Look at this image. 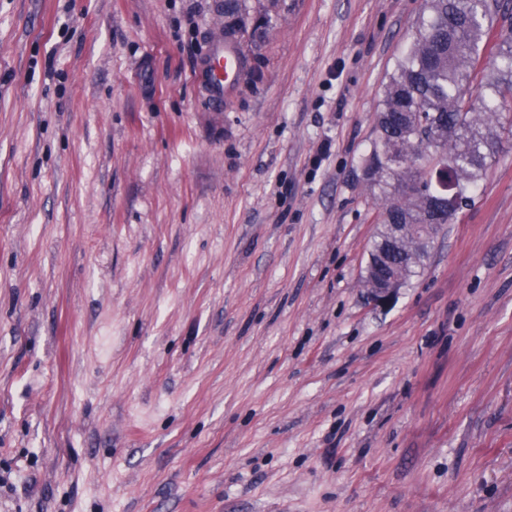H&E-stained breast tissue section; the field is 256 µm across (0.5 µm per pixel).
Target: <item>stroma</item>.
Returning <instances> with one entry per match:
<instances>
[{
    "label": "stroma",
    "mask_w": 512,
    "mask_h": 512,
    "mask_svg": "<svg viewBox=\"0 0 512 512\" xmlns=\"http://www.w3.org/2000/svg\"><path fill=\"white\" fill-rule=\"evenodd\" d=\"M0 0V512H512V135L395 299L362 176L425 0ZM236 32L217 27L210 36V48L203 61L201 78L213 103H224V92L229 93L246 75L244 58L239 45H224V38ZM378 268L372 269L369 273L370 278L366 272L368 295L374 304L385 305L395 297L398 288H400V275L396 270L387 274H380Z\"/></svg>",
    "instance_id": "35a3bbf8"
}]
</instances>
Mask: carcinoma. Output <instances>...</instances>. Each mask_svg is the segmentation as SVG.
Listing matches in <instances>:
<instances>
[{
  "label": "carcinoma",
  "instance_id": "obj_1",
  "mask_svg": "<svg viewBox=\"0 0 512 512\" xmlns=\"http://www.w3.org/2000/svg\"><path fill=\"white\" fill-rule=\"evenodd\" d=\"M230 23L245 27L242 0L224 4ZM509 22L490 44L497 21ZM512 97V0H427V15L385 87L375 136L363 163L383 202L369 256L386 251L389 224H425L447 191L433 167L448 160V177L466 204L498 146L495 119ZM431 253L399 252L392 263L410 277Z\"/></svg>",
  "mask_w": 512,
  "mask_h": 512
}]
</instances>
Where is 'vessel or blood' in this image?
I'll use <instances>...</instances> for the list:
<instances>
[{
    "mask_svg": "<svg viewBox=\"0 0 512 512\" xmlns=\"http://www.w3.org/2000/svg\"><path fill=\"white\" fill-rule=\"evenodd\" d=\"M245 74L239 46L225 44L221 29H214L201 70L203 84L212 102L222 103L225 93L233 90Z\"/></svg>",
    "mask_w": 512,
    "mask_h": 512,
    "instance_id": "1",
    "label": "vessel or blood"
}]
</instances>
